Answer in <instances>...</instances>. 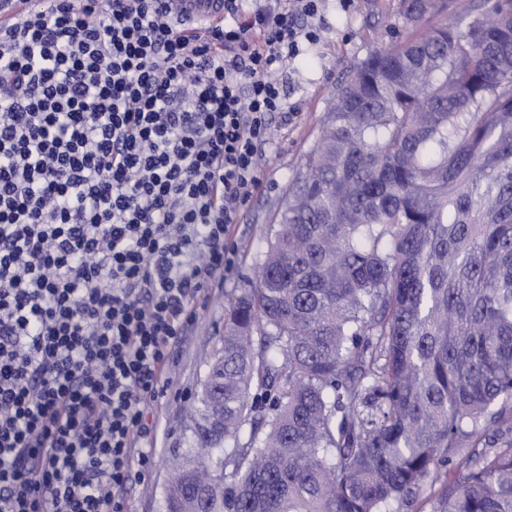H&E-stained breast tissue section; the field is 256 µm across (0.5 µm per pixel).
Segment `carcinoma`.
I'll return each instance as SVG.
<instances>
[{
	"label": "carcinoma",
	"instance_id": "obj_1",
	"mask_svg": "<svg viewBox=\"0 0 512 512\" xmlns=\"http://www.w3.org/2000/svg\"><path fill=\"white\" fill-rule=\"evenodd\" d=\"M435 7L337 84L165 512H512V0Z\"/></svg>",
	"mask_w": 512,
	"mask_h": 512
}]
</instances>
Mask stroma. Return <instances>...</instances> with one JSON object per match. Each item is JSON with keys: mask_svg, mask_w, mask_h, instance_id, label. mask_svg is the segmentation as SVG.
<instances>
[{"mask_svg": "<svg viewBox=\"0 0 512 512\" xmlns=\"http://www.w3.org/2000/svg\"><path fill=\"white\" fill-rule=\"evenodd\" d=\"M399 11L400 0H359L351 12L328 0L318 40L283 69L287 114L274 119L261 166L263 184L234 226V267L225 274L223 287L210 292L183 347L174 353L165 397L148 408L158 421L155 465L144 481L128 489L126 512H163L169 464L188 450L186 414L206 371L205 356L224 332V296L255 278L269 213L316 140L338 81L370 52L388 44L387 30L399 24Z\"/></svg>", "mask_w": 512, "mask_h": 512, "instance_id": "stroma-1", "label": "stroma"}]
</instances>
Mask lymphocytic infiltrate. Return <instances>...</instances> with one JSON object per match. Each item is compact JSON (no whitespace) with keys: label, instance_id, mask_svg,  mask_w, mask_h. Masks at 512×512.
<instances>
[{"label":"lymphocytic infiltrate","instance_id":"f902f5d3","mask_svg":"<svg viewBox=\"0 0 512 512\" xmlns=\"http://www.w3.org/2000/svg\"><path fill=\"white\" fill-rule=\"evenodd\" d=\"M323 0H44L0 27V512H123ZM175 18L187 26L224 23L223 0H170Z\"/></svg>","mask_w":512,"mask_h":512}]
</instances>
